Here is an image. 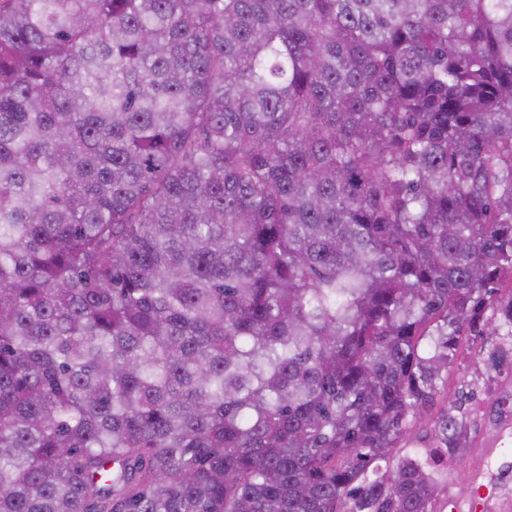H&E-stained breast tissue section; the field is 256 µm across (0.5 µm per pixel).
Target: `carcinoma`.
Listing matches in <instances>:
<instances>
[{
	"mask_svg": "<svg viewBox=\"0 0 512 512\" xmlns=\"http://www.w3.org/2000/svg\"><path fill=\"white\" fill-rule=\"evenodd\" d=\"M504 287L512 0H0V512H435Z\"/></svg>",
	"mask_w": 512,
	"mask_h": 512,
	"instance_id": "carcinoma-1",
	"label": "carcinoma"
}]
</instances>
